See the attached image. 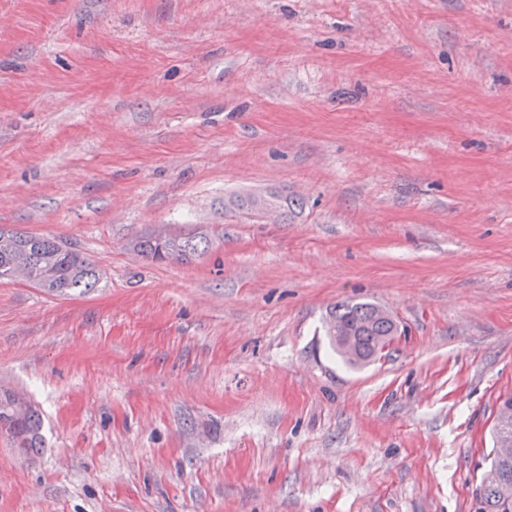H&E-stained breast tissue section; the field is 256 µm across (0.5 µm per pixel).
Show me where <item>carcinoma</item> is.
Segmentation results:
<instances>
[{"label": "carcinoma", "mask_w": 512, "mask_h": 512, "mask_svg": "<svg viewBox=\"0 0 512 512\" xmlns=\"http://www.w3.org/2000/svg\"><path fill=\"white\" fill-rule=\"evenodd\" d=\"M9 242L0 244V279L10 276L13 266H29L35 287L45 292L67 296L86 292L100 280V270L89 259L60 240L24 230H8ZM208 244L199 232L174 235L165 243L148 235L137 240L133 249L154 261L187 260ZM379 306L366 302H339L330 309L328 324L342 328L344 335L327 332L332 349L348 366L362 368L376 362L398 334L393 320L377 314ZM41 420L37 410L27 406L25 414L13 422L15 435L23 452L41 447ZM493 450L488 467L475 490L474 512H512V493L504 496V487L512 490V455L499 454L498 445L512 444V393L500 397L492 428Z\"/></svg>", "instance_id": "obj_1"}]
</instances>
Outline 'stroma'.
Returning a JSON list of instances; mask_svg holds the SVG:
<instances>
[{"mask_svg":"<svg viewBox=\"0 0 512 512\" xmlns=\"http://www.w3.org/2000/svg\"><path fill=\"white\" fill-rule=\"evenodd\" d=\"M275 190L281 221L225 198ZM0 512H473L512 391V0H0ZM201 232L190 261L133 243ZM387 310L386 360L325 336ZM7 230L8 244L0 243V279L10 277L13 266L22 262L31 269L35 287L54 295L86 292L99 282L97 266L61 240ZM380 307L366 302H339L330 309L327 336L336 355L348 366L362 368L376 362L398 334L392 319L377 314ZM342 328L352 336L353 350L344 346L343 336L330 326ZM25 404L27 406V411L25 414L18 416L17 419H15L13 422V428L15 435L22 443L20 448H23L22 451L24 453L29 454L33 453L36 448L41 447V439L39 436L41 420L37 410H35L31 404L28 405L27 402H25Z\"/></svg>","mask_w":512,"mask_h":512,"instance_id":"stroma-1","label":"stroma"}]
</instances>
